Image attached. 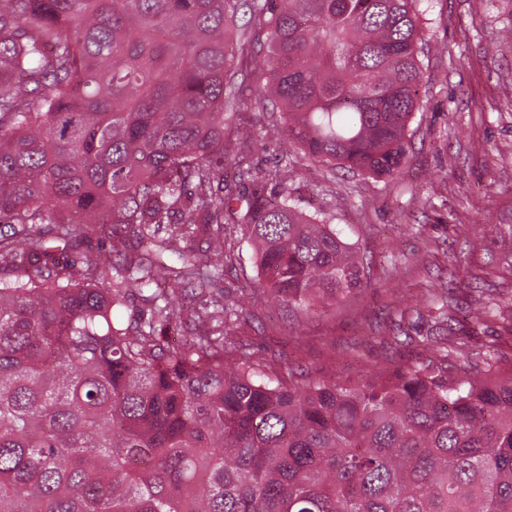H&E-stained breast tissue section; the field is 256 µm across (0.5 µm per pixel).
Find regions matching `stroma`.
<instances>
[{"instance_id": "obj_1", "label": "stroma", "mask_w": 512, "mask_h": 512, "mask_svg": "<svg viewBox=\"0 0 512 512\" xmlns=\"http://www.w3.org/2000/svg\"><path fill=\"white\" fill-rule=\"evenodd\" d=\"M418 9L423 107L410 125L409 161L393 177L328 168L285 139L264 98L265 38H256L237 116L240 126L272 130L251 156L254 171L287 163L303 208L324 213L371 263L369 286L350 304L292 329L281 311L251 307L259 285L252 248L231 239L224 295L252 308L242 335L256 357L328 369L339 380L417 358L427 322L416 320L412 339L394 342L395 300L421 310L434 288L462 280L470 248L456 225L478 234L512 224V41L495 39L512 26V0H419ZM459 340L477 351L500 347L503 367L512 366L498 325L465 321Z\"/></svg>"}]
</instances>
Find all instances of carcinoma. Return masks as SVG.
<instances>
[{"label":"carcinoma","mask_w":512,"mask_h":512,"mask_svg":"<svg viewBox=\"0 0 512 512\" xmlns=\"http://www.w3.org/2000/svg\"><path fill=\"white\" fill-rule=\"evenodd\" d=\"M417 2L0 0V512H512V368L452 340V287L426 355L345 381L255 357L221 287L229 224L256 305L327 312L370 283L288 167L253 170L262 136L226 142L239 11L289 142L379 177L420 107ZM93 236L112 255L79 252ZM184 286L196 333L171 347ZM131 293L149 318H119ZM493 294L468 313L505 319Z\"/></svg>","instance_id":"1"}]
</instances>
